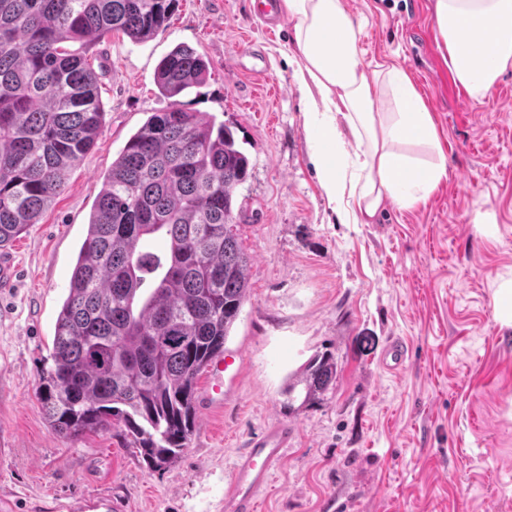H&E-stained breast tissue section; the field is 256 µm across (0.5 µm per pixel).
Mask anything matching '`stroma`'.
<instances>
[{
	"instance_id": "obj_1",
	"label": "stroma",
	"mask_w": 512,
	"mask_h": 512,
	"mask_svg": "<svg viewBox=\"0 0 512 512\" xmlns=\"http://www.w3.org/2000/svg\"><path fill=\"white\" fill-rule=\"evenodd\" d=\"M432 2L343 0L367 20L363 64L408 74L448 158L428 197L372 224L339 223L319 187L288 20L272 34L250 0H179L151 40L116 32L91 49L102 131L11 245L17 281L0 288V496L17 512L96 495L124 512H215L241 451L275 422L296 437L260 512H512V323L496 295L512 279V68L495 103L472 99L448 67ZM180 43L209 62L185 108L223 122L249 158L234 214L251 264L226 343L242 371L223 407L197 405L179 462L151 471L122 437H59L38 387L103 178L167 106L156 68ZM478 207L491 223H474ZM395 337L409 356L391 373L380 360ZM326 351L334 385L317 403L289 401V376Z\"/></svg>"
}]
</instances>
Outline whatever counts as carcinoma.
<instances>
[{
	"label": "carcinoma",
	"instance_id": "1",
	"mask_svg": "<svg viewBox=\"0 0 512 512\" xmlns=\"http://www.w3.org/2000/svg\"><path fill=\"white\" fill-rule=\"evenodd\" d=\"M178 0H0V248L60 193L67 171L103 125L97 75L86 60L120 31L146 42ZM209 64L186 44L157 66L168 106L129 137L105 176L58 313L53 365L39 400L66 439L121 428L150 470L170 468L189 447L196 380L224 352L248 291L234 195L249 160L232 131L180 97ZM162 231L158 254L142 243ZM333 354L297 371L303 402L336 381Z\"/></svg>",
	"mask_w": 512,
	"mask_h": 512
}]
</instances>
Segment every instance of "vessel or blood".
Here are the masks:
<instances>
[{
	"instance_id": "b4317fda",
	"label": "vessel or blood",
	"mask_w": 512,
	"mask_h": 512,
	"mask_svg": "<svg viewBox=\"0 0 512 512\" xmlns=\"http://www.w3.org/2000/svg\"><path fill=\"white\" fill-rule=\"evenodd\" d=\"M239 362V354L229 351L207 363L206 405L223 406L224 389L236 380ZM294 437L292 427L276 423L252 439L233 469L221 512H256L259 493L267 486L273 468L281 463ZM66 512H122V507L114 499L91 496L68 504Z\"/></svg>"
}]
</instances>
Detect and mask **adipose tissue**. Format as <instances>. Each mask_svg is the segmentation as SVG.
Returning <instances> with one entry per match:
<instances>
[{"instance_id": "adipose-tissue-1", "label": "adipose tissue", "mask_w": 512, "mask_h": 512, "mask_svg": "<svg viewBox=\"0 0 512 512\" xmlns=\"http://www.w3.org/2000/svg\"><path fill=\"white\" fill-rule=\"evenodd\" d=\"M293 25L298 79L310 108L305 128L322 192L343 223L370 224L387 206L405 209L448 176L431 112L394 65L367 70L362 23L342 0H281ZM448 66L469 96L484 99L512 67V0H434Z\"/></svg>"}]
</instances>
